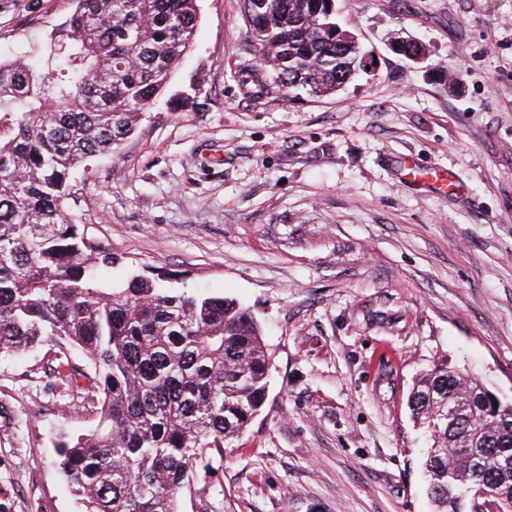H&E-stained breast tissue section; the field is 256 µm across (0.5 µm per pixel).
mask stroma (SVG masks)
Masks as SVG:
<instances>
[{"label": "stroma", "instance_id": "stroma-1", "mask_svg": "<svg viewBox=\"0 0 512 512\" xmlns=\"http://www.w3.org/2000/svg\"><path fill=\"white\" fill-rule=\"evenodd\" d=\"M197 5L159 102L68 201L115 259L106 283L160 278L261 328L266 400L197 462L181 512H433L416 380L444 361L512 401V0H336L368 68L297 98L242 86L239 0ZM70 13L0 0V57L47 51ZM49 358L0 360V512H81L55 445L97 413Z\"/></svg>", "mask_w": 512, "mask_h": 512}]
</instances>
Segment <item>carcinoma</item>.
Instances as JSON below:
<instances>
[{
  "label": "carcinoma",
  "mask_w": 512,
  "mask_h": 512,
  "mask_svg": "<svg viewBox=\"0 0 512 512\" xmlns=\"http://www.w3.org/2000/svg\"><path fill=\"white\" fill-rule=\"evenodd\" d=\"M42 57L0 59V357L49 343V371L99 410L89 434L56 444L82 512H179L205 452L224 456L266 399L269 356L252 314L140 277L99 281L112 254L65 205L74 168L111 152L153 105L190 46L197 0H72ZM256 91L330 93L364 68L335 0H250ZM81 352L78 365L67 354ZM467 375L433 366L408 398L431 441L436 512L482 485L512 512V402L486 404ZM458 408L448 417V404Z\"/></svg>",
  "instance_id": "obj_1"
}]
</instances>
